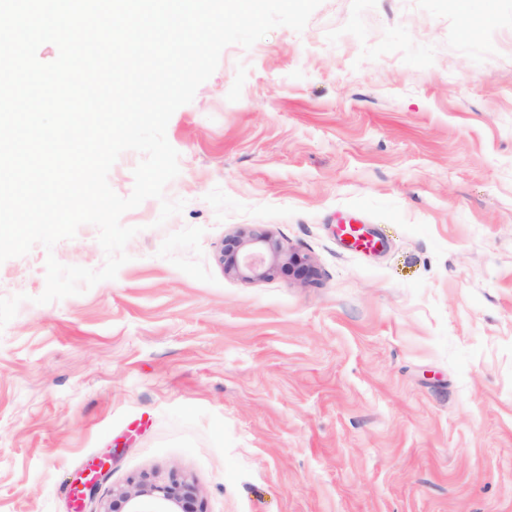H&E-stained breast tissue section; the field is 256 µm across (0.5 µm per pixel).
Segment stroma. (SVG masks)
Instances as JSON below:
<instances>
[{
  "instance_id": "35a3bbf8",
  "label": "stroma",
  "mask_w": 512,
  "mask_h": 512,
  "mask_svg": "<svg viewBox=\"0 0 512 512\" xmlns=\"http://www.w3.org/2000/svg\"><path fill=\"white\" fill-rule=\"evenodd\" d=\"M322 0L226 47L166 130L179 153L113 280L44 305L0 263V512H102L150 475L203 512H512V0ZM379 237L354 250L339 227ZM312 266L226 274L229 236ZM107 466L76 504L70 490Z\"/></svg>"
}]
</instances>
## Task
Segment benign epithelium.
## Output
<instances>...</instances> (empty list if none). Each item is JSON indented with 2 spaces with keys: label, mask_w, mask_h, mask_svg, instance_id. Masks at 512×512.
<instances>
[{
  "label": "benign epithelium",
  "mask_w": 512,
  "mask_h": 512,
  "mask_svg": "<svg viewBox=\"0 0 512 512\" xmlns=\"http://www.w3.org/2000/svg\"><path fill=\"white\" fill-rule=\"evenodd\" d=\"M279 252L280 246L267 234L234 235L224 240V270L244 280L263 279L276 267V263L266 262L265 254L276 259ZM145 498L153 499L150 512H198L194 485L176 478L157 484L147 475L114 491L104 512H144Z\"/></svg>",
  "instance_id": "1"
}]
</instances>
